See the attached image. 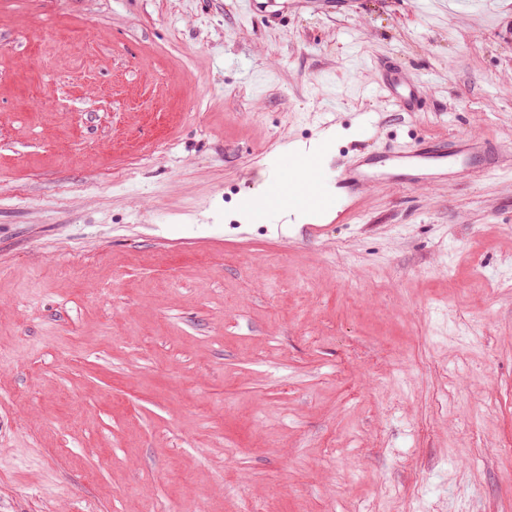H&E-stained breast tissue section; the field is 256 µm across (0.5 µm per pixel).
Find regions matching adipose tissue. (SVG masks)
I'll return each mask as SVG.
<instances>
[{
    "label": "adipose tissue",
    "mask_w": 512,
    "mask_h": 512,
    "mask_svg": "<svg viewBox=\"0 0 512 512\" xmlns=\"http://www.w3.org/2000/svg\"><path fill=\"white\" fill-rule=\"evenodd\" d=\"M335 143L334 132H326L309 146L299 149L298 156L292 157L287 166L283 167L275 184L260 185L259 196L244 200L242 207L248 220H258L262 210L275 208L280 212H287L289 205L300 192H307V202L317 211H325L327 200L319 191L308 190V173L302 167L305 159L323 160L328 150Z\"/></svg>",
    "instance_id": "1"
}]
</instances>
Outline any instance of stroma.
Masks as SVG:
<instances>
[{
  "mask_svg": "<svg viewBox=\"0 0 512 512\" xmlns=\"http://www.w3.org/2000/svg\"><path fill=\"white\" fill-rule=\"evenodd\" d=\"M272 5L0 0V512H512V166L239 218L323 120L512 149V33ZM418 82L400 68L389 67L380 84L382 96L399 112H414L418 97Z\"/></svg>",
  "mask_w": 512,
  "mask_h": 512,
  "instance_id": "obj_1",
  "label": "stroma"
}]
</instances>
